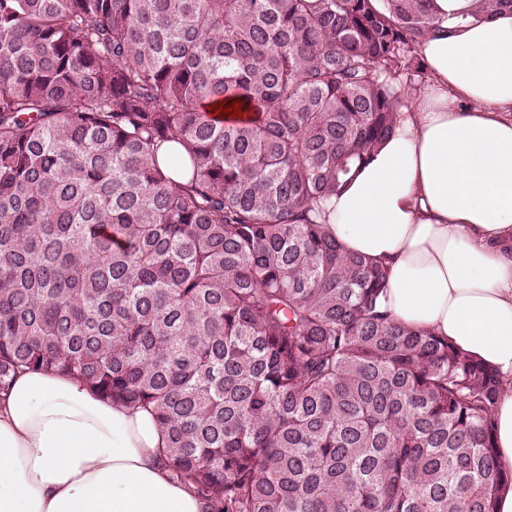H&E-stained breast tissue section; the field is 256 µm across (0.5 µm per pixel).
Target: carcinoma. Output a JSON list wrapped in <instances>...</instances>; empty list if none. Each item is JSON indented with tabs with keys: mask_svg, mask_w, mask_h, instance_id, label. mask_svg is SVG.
<instances>
[{
	"mask_svg": "<svg viewBox=\"0 0 512 512\" xmlns=\"http://www.w3.org/2000/svg\"><path fill=\"white\" fill-rule=\"evenodd\" d=\"M437 29L433 0H0V394L50 370L150 409L207 512H494L497 374L391 319L314 207Z\"/></svg>",
	"mask_w": 512,
	"mask_h": 512,
	"instance_id": "cac0c4a2",
	"label": "carcinoma"
}]
</instances>
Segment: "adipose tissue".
Listing matches in <instances>:
<instances>
[{
    "instance_id": "adipose-tissue-1",
    "label": "adipose tissue",
    "mask_w": 512,
    "mask_h": 512,
    "mask_svg": "<svg viewBox=\"0 0 512 512\" xmlns=\"http://www.w3.org/2000/svg\"><path fill=\"white\" fill-rule=\"evenodd\" d=\"M393 132L321 203L344 249L382 261V307L494 368L502 465L512 467V12L434 0ZM150 411L54 371L24 372L0 401V512H205L174 479Z\"/></svg>"
}]
</instances>
